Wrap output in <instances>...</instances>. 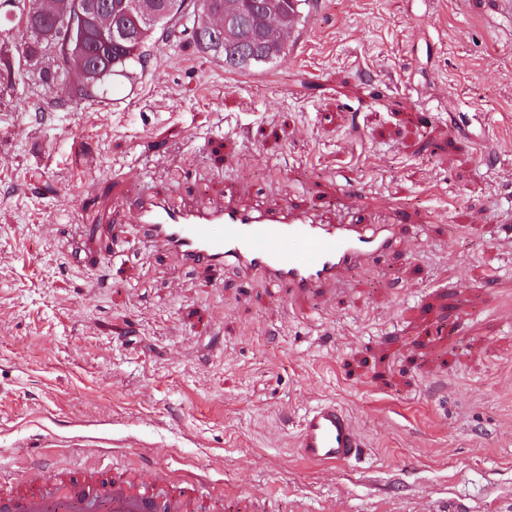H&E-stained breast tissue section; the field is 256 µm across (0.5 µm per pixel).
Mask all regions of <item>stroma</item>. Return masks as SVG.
I'll use <instances>...</instances> for the list:
<instances>
[{"mask_svg": "<svg viewBox=\"0 0 512 512\" xmlns=\"http://www.w3.org/2000/svg\"><path fill=\"white\" fill-rule=\"evenodd\" d=\"M0 8V493L205 470L212 512H512V28L470 0H317L244 73L160 41L129 107L40 82ZM389 211L404 246L293 299L185 267L120 197ZM343 406L366 453L296 450Z\"/></svg>", "mask_w": 512, "mask_h": 512, "instance_id": "obj_1", "label": "stroma"}]
</instances>
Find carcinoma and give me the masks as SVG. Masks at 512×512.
I'll use <instances>...</instances> for the list:
<instances>
[{
    "instance_id": "1",
    "label": "carcinoma",
    "mask_w": 512,
    "mask_h": 512,
    "mask_svg": "<svg viewBox=\"0 0 512 512\" xmlns=\"http://www.w3.org/2000/svg\"><path fill=\"white\" fill-rule=\"evenodd\" d=\"M55 2L56 14L44 16L39 12L40 0H15L27 35L25 65L39 71L45 82L76 77V93L81 99L101 98L107 94L112 78H127L145 68L149 47L160 39L180 40L223 61L225 67L240 71L269 65L288 50L285 41L276 47L262 41L251 24L236 17L230 23L232 33L223 35L218 47L190 32L196 20L224 14V0H154L160 13L156 24L140 29L128 21L129 37L118 45L98 42L89 31L77 29L79 0ZM311 2L277 0L288 32L303 27Z\"/></svg>"
}]
</instances>
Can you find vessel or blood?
I'll return each mask as SVG.
<instances>
[{
	"instance_id": "b4317fda",
	"label": "vessel or blood",
	"mask_w": 512,
	"mask_h": 512,
	"mask_svg": "<svg viewBox=\"0 0 512 512\" xmlns=\"http://www.w3.org/2000/svg\"><path fill=\"white\" fill-rule=\"evenodd\" d=\"M141 233L181 263L221 273L232 264L260 273L275 290L318 297L350 269L372 265L402 245L393 221L321 220L312 209L183 205L143 192L127 200ZM364 440L350 415L324 402L303 417L297 452L322 465L360 460ZM0 512H209L198 482L145 470L52 467L37 484L0 495Z\"/></svg>"
}]
</instances>
